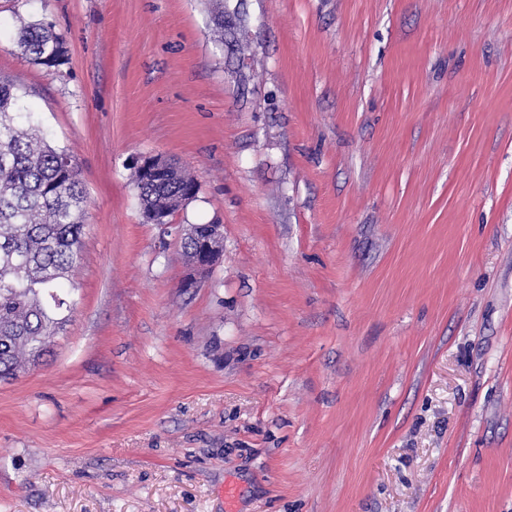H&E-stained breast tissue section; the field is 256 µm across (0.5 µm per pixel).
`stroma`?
Segmentation results:
<instances>
[{
  "label": "stroma",
  "instance_id": "1",
  "mask_svg": "<svg viewBox=\"0 0 512 512\" xmlns=\"http://www.w3.org/2000/svg\"><path fill=\"white\" fill-rule=\"evenodd\" d=\"M223 4L219 47L208 0H0L87 193L77 305L0 381V512H512V0ZM154 155L208 271L141 220ZM9 41L22 56L47 68H58L67 61L63 37L42 22L20 21ZM174 166L172 162L159 156H144L136 162V168L139 169L143 180L152 181L143 182L134 173L140 211L143 216H150L152 212L164 209L167 211V220L170 222L179 210L182 200L192 196L191 190L196 187L199 192L196 179L181 167H176L172 177L165 181ZM149 221L162 229L170 225L165 221L164 211L153 213ZM222 241V233L220 231L214 233L208 240L204 242L201 257L192 259L194 253H192L194 249V245L196 243V239L190 238L188 242L184 241V244L181 245L182 254L185 261H190V266L197 270H208L211 268L216 262V255L220 252V245Z\"/></svg>",
  "mask_w": 512,
  "mask_h": 512
}]
</instances>
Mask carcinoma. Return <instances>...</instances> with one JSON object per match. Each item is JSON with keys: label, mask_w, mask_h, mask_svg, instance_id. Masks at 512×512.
<instances>
[{"label": "carcinoma", "mask_w": 512, "mask_h": 512, "mask_svg": "<svg viewBox=\"0 0 512 512\" xmlns=\"http://www.w3.org/2000/svg\"><path fill=\"white\" fill-rule=\"evenodd\" d=\"M24 57L47 68L67 61L61 35L21 21L9 37ZM35 90L0 75V380L48 352L75 302L62 291L86 221V191L75 157L55 147L25 105ZM141 214L160 209L172 220L198 186L178 167L159 184L134 178Z\"/></svg>", "instance_id": "carcinoma-1"}]
</instances>
